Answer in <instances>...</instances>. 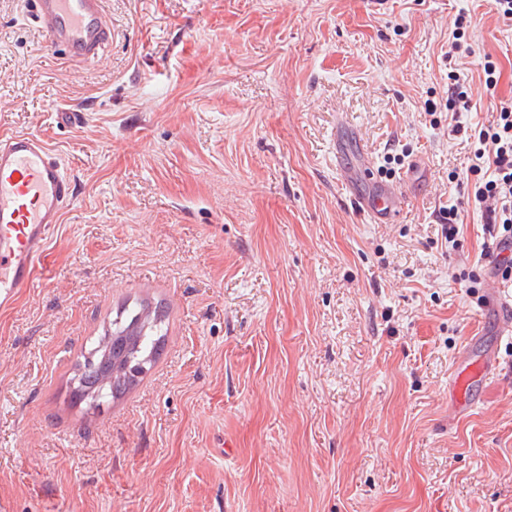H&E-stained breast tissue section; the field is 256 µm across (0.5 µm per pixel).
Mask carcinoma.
<instances>
[{
  "instance_id": "carcinoma-1",
  "label": "carcinoma",
  "mask_w": 512,
  "mask_h": 512,
  "mask_svg": "<svg viewBox=\"0 0 512 512\" xmlns=\"http://www.w3.org/2000/svg\"><path fill=\"white\" fill-rule=\"evenodd\" d=\"M163 324L159 307L141 304L137 309L124 310L106 329L111 334L108 353L98 358L75 397L108 402L130 390L154 361Z\"/></svg>"
}]
</instances>
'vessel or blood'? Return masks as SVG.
Returning <instances> with one entry per match:
<instances>
[{"instance_id":"obj_1","label":"vessel or blood","mask_w":512,"mask_h":512,"mask_svg":"<svg viewBox=\"0 0 512 512\" xmlns=\"http://www.w3.org/2000/svg\"><path fill=\"white\" fill-rule=\"evenodd\" d=\"M39 30L73 65L96 61L112 41L106 0H29ZM362 178L375 191L355 203L369 223L391 224L401 215L405 198L400 188L378 182L371 166ZM76 183L58 155L39 136L15 132L0 137V304L27 288L51 232L76 202ZM500 335L512 334V299L491 295ZM496 360L472 362L468 351L457 358L452 392L458 405L473 398L472 381L493 369Z\"/></svg>"}]
</instances>
